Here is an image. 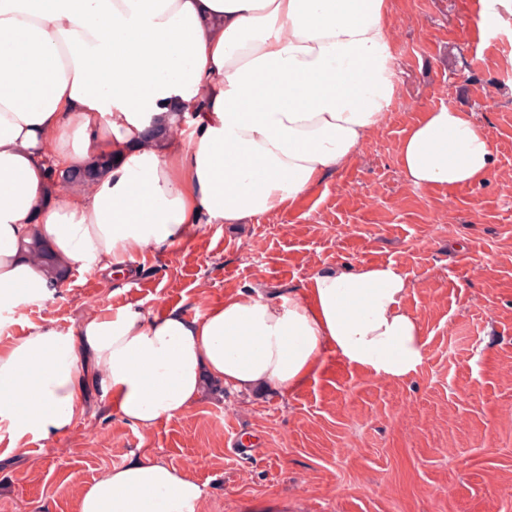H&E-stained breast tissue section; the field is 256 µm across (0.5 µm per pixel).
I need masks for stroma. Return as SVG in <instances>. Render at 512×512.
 I'll return each mask as SVG.
<instances>
[{"label": "stroma", "instance_id": "stroma-1", "mask_svg": "<svg viewBox=\"0 0 512 512\" xmlns=\"http://www.w3.org/2000/svg\"><path fill=\"white\" fill-rule=\"evenodd\" d=\"M496 2L392 0L396 94L351 164L285 209L147 252L138 274L72 269L0 332L1 346L129 304L190 312L251 286L390 263L411 281L403 306L424 329L416 374L376 378L329 352L295 392L210 381L197 405L148 431L105 413L92 387L61 437L17 443L0 422V512H77L79 490L134 453L188 469L205 512L285 501L299 512H512V28ZM443 105L474 113L494 146L482 185L417 189L403 175L398 142ZM234 439L251 456L231 454Z\"/></svg>", "mask_w": 512, "mask_h": 512}]
</instances>
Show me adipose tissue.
I'll list each match as a JSON object with an SVG mask.
<instances>
[{
	"instance_id": "1",
	"label": "adipose tissue",
	"mask_w": 512,
	"mask_h": 512,
	"mask_svg": "<svg viewBox=\"0 0 512 512\" xmlns=\"http://www.w3.org/2000/svg\"><path fill=\"white\" fill-rule=\"evenodd\" d=\"M390 0H0V315L49 300L39 236L65 268L123 274L198 224L292 204L353 161L396 92ZM162 135L149 141L145 133ZM417 188L479 185L495 150L473 113L427 112L397 145ZM111 168L62 195L49 168ZM390 264L254 286L194 314L127 305L77 329L48 323L0 346V419L16 439L65 434L84 387L148 429L200 402L205 380L290 393L326 352L394 381L426 341ZM204 485L134 455L78 493L77 512H204Z\"/></svg>"
}]
</instances>
